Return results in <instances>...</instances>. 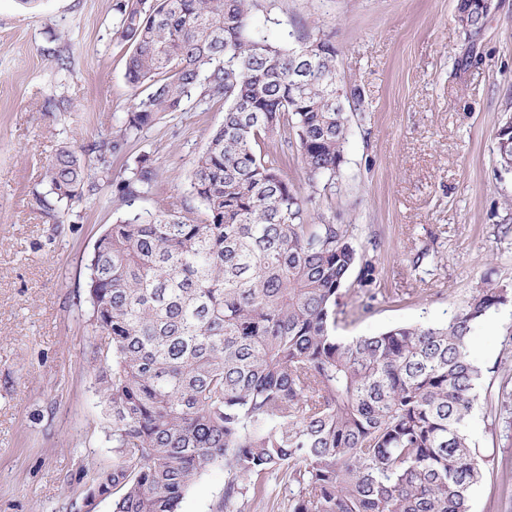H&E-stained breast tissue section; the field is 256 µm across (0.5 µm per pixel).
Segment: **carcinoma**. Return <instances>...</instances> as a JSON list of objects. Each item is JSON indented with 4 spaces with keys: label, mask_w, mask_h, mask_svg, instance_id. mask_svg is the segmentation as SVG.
<instances>
[{
    "label": "carcinoma",
    "mask_w": 512,
    "mask_h": 512,
    "mask_svg": "<svg viewBox=\"0 0 512 512\" xmlns=\"http://www.w3.org/2000/svg\"><path fill=\"white\" fill-rule=\"evenodd\" d=\"M115 39L129 45L125 78L136 102L93 145L122 152L160 112L196 90L224 100V122L193 164L202 217L127 213L99 237L87 268L101 394L112 410V467L88 497L112 512H179L211 465L224 467L214 512L274 505L288 512H470L485 460L467 421L482 386L471 359L474 324L508 292L478 289L444 325L399 326L342 341L334 335L354 270L368 300L383 296L376 266L341 224H317L259 142L291 128L313 177L343 162L349 112L336 100V47L300 33L296 46L252 35L258 0H115ZM469 34L486 14L457 0ZM314 48V62L300 56ZM303 81L289 82L298 71ZM150 88L142 96L143 87ZM512 169V121L497 134ZM157 175L141 155L117 187L128 203ZM54 210L97 194L71 145L46 165ZM512 436V380L489 393Z\"/></svg>",
    "instance_id": "cac0c4a2"
}]
</instances>
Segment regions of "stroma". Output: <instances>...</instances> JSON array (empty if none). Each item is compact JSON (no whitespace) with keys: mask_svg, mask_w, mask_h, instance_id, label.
Returning a JSON list of instances; mask_svg holds the SVG:
<instances>
[{"mask_svg":"<svg viewBox=\"0 0 512 512\" xmlns=\"http://www.w3.org/2000/svg\"><path fill=\"white\" fill-rule=\"evenodd\" d=\"M114 0H43L35 10L0 0V512H112L85 497L112 464V412L101 398L87 295V263L124 211L113 185L46 214L44 167L63 145L85 147L120 126L133 105L128 47L112 35ZM456 0H260L266 35L307 32L336 47L338 78L359 88L336 177L311 178L296 143L262 144L322 222L345 224L377 267L387 298L343 290L337 336L448 322L479 288L512 291V170L497 158V131L512 117V0H493L482 30L466 34ZM224 120V102L192 94L132 134L110 166L124 178L149 154L157 177L129 209L195 208L193 162ZM512 303L474 325L470 356L486 381L512 375ZM488 472L470 512H497L512 483V443L477 401L468 420ZM224 489L210 466L180 512H212Z\"/></svg>","mask_w":512,"mask_h":512,"instance_id":"1","label":"stroma"}]
</instances>
